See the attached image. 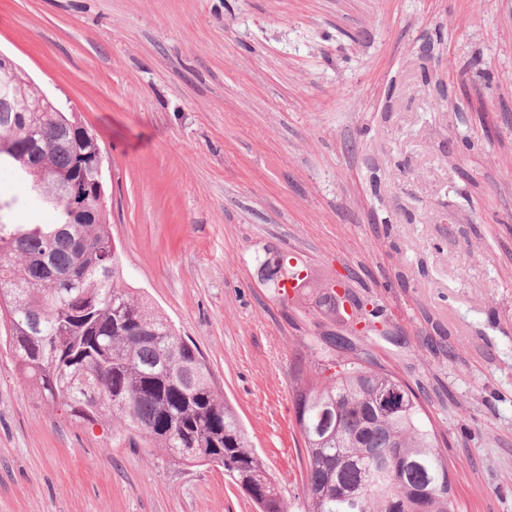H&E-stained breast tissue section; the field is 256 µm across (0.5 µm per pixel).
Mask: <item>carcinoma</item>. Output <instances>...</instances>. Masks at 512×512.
<instances>
[{
    "label": "carcinoma",
    "instance_id": "1",
    "mask_svg": "<svg viewBox=\"0 0 512 512\" xmlns=\"http://www.w3.org/2000/svg\"><path fill=\"white\" fill-rule=\"evenodd\" d=\"M0 167L15 171L55 213L14 224L0 201V343L19 381L78 422H112L184 466L214 464L258 512H288L196 345L124 282L108 205L99 201L100 143L78 113L26 75L0 72ZM286 254L260 264L278 288ZM363 335L381 310L350 296ZM303 346L294 416L305 454V512H459L441 434L417 395L370 350L354 351L355 324ZM395 384L398 403L379 405Z\"/></svg>",
    "mask_w": 512,
    "mask_h": 512
}]
</instances>
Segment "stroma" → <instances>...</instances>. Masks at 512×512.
<instances>
[{
	"label": "stroma",
	"mask_w": 512,
	"mask_h": 512,
	"mask_svg": "<svg viewBox=\"0 0 512 512\" xmlns=\"http://www.w3.org/2000/svg\"><path fill=\"white\" fill-rule=\"evenodd\" d=\"M0 52L105 156L124 280L203 353L289 512L304 342L345 280L460 512H512V0H0ZM11 219L49 224L0 170ZM300 255L280 301L259 273ZM0 512H255L223 470L64 418L0 348ZM286 262V253H275L271 258L261 262L260 271L264 275L265 281L272 284L275 289L278 288V282L281 279L279 282V293L291 299L297 294L299 288L302 287V279L307 277L308 271L306 269L296 271L298 261L294 259V262L290 261V266L293 269H288V274L281 278ZM350 300L352 302V307L357 313V320L358 322L363 321L365 324V328L363 329V335L368 336L371 333L377 334L376 329L374 326V322L377 321L382 315L381 310L378 305H376V302L373 301L371 298H358L356 296L350 295ZM371 305L372 308L369 310L367 307Z\"/></svg>",
	"instance_id": "obj_1"
}]
</instances>
